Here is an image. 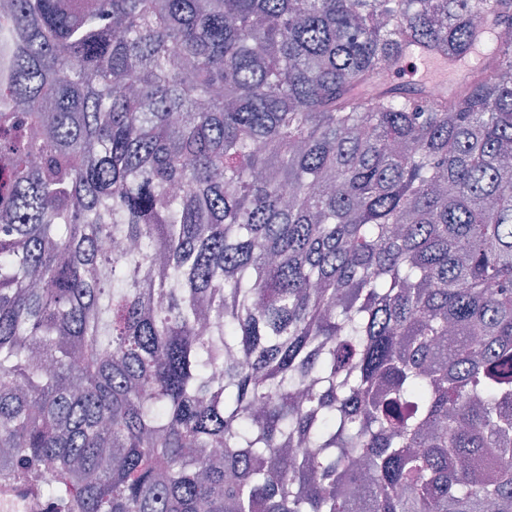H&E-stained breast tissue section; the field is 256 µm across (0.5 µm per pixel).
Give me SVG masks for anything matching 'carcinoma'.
<instances>
[{
    "instance_id": "1",
    "label": "carcinoma",
    "mask_w": 512,
    "mask_h": 512,
    "mask_svg": "<svg viewBox=\"0 0 512 512\" xmlns=\"http://www.w3.org/2000/svg\"><path fill=\"white\" fill-rule=\"evenodd\" d=\"M488 28L512 0H4L0 479L512 512V40L367 92ZM405 58L412 59L415 61V63H419L423 65L427 69H433L440 71L443 74L442 78L435 79L431 81V84H427L426 82L421 81L424 85L428 86H436L439 87L441 90H447L451 91L457 83L454 84V80L450 79L447 80L445 78L447 71H450L451 73H455L456 64H449L448 59L446 57H438L432 54H426V53H419V54H410L406 56ZM448 64V67H447Z\"/></svg>"
}]
</instances>
